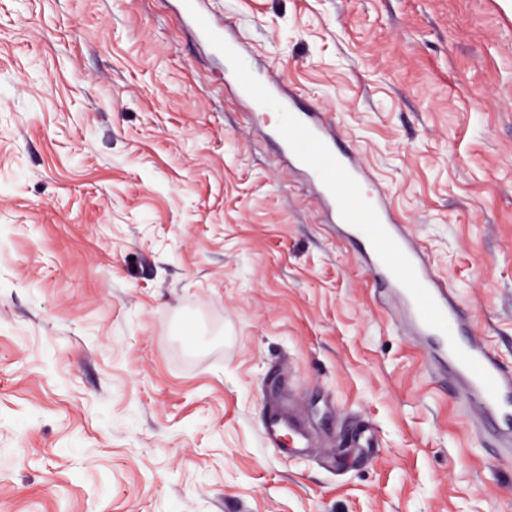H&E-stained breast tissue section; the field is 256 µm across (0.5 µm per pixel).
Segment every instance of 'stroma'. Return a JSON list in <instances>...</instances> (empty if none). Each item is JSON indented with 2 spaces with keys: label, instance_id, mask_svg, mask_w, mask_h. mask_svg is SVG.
I'll list each match as a JSON object with an SVG mask.
<instances>
[{
  "label": "stroma",
  "instance_id": "obj_1",
  "mask_svg": "<svg viewBox=\"0 0 512 512\" xmlns=\"http://www.w3.org/2000/svg\"><path fill=\"white\" fill-rule=\"evenodd\" d=\"M206 4L512 366V0ZM224 70L178 0H0V512H512V455ZM277 404L308 445L266 444Z\"/></svg>",
  "mask_w": 512,
  "mask_h": 512
}]
</instances>
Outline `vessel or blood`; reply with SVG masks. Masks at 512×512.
I'll return each instance as SVG.
<instances>
[{"label":"vessel or blood","mask_w":512,"mask_h":512,"mask_svg":"<svg viewBox=\"0 0 512 512\" xmlns=\"http://www.w3.org/2000/svg\"><path fill=\"white\" fill-rule=\"evenodd\" d=\"M182 9L198 36L223 53L239 94L251 107L277 113L273 133L288 159L301 166L337 223L349 225L353 235L365 240L369 274L378 286L391 289L416 335L430 340L447 363L458 393L476 402L501 444L511 446L512 370L486 339L470 332L466 311L397 224L385 193L371 186L353 152L339 149L331 119L316 110L296 111L292 93L254 70L239 41L211 17L204 0H182ZM286 429L301 439L309 437L295 417L271 410L264 429L267 444L279 446Z\"/></svg>","instance_id":"vessel-or-blood-1"}]
</instances>
